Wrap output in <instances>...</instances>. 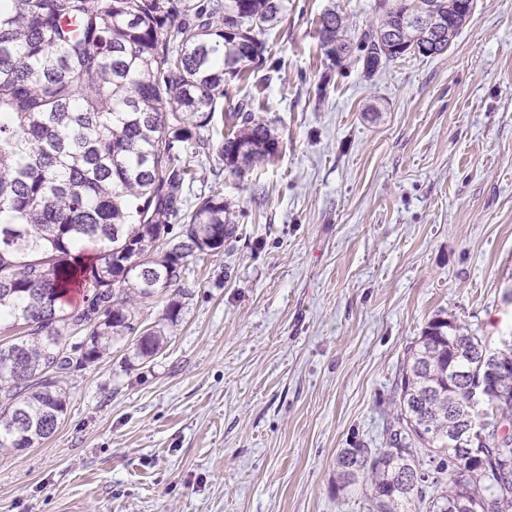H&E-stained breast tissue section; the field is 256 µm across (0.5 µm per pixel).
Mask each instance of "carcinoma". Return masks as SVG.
Returning a JSON list of instances; mask_svg holds the SVG:
<instances>
[{"label":"carcinoma","instance_id":"carcinoma-1","mask_svg":"<svg viewBox=\"0 0 512 512\" xmlns=\"http://www.w3.org/2000/svg\"><path fill=\"white\" fill-rule=\"evenodd\" d=\"M429 0H383L381 20L357 36L367 74L383 53L378 35ZM454 18L435 54L448 51L467 17ZM285 0H0V450L49 438L66 411L56 373L71 367L67 341L84 335L81 362L137 335L150 358L162 330L139 329L136 300L174 291L172 269L218 253L236 232L224 197L186 207L193 158L215 152L241 177L276 155L269 125L241 102L233 131H205L225 86L265 60L264 27ZM321 42L340 63L351 39L340 13H323ZM179 231H174V227ZM97 247L86 268L76 252ZM86 289L80 308L60 299ZM482 337L436 316L407 348L394 384L386 448H344L339 489L365 486L368 512H512V369L488 382Z\"/></svg>","mask_w":512,"mask_h":512}]
</instances>
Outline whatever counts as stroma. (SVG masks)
Listing matches in <instances>:
<instances>
[{"label":"stroma","mask_w":512,"mask_h":512,"mask_svg":"<svg viewBox=\"0 0 512 512\" xmlns=\"http://www.w3.org/2000/svg\"><path fill=\"white\" fill-rule=\"evenodd\" d=\"M330 8L380 19L377 0H286L210 132L247 100L278 153L242 180L199 154L187 192L221 193L235 235L191 257L158 354L72 364L55 433L0 454V512H367L336 456L385 447L407 346L438 315L512 337V0L370 75L327 59Z\"/></svg>","instance_id":"1"}]
</instances>
